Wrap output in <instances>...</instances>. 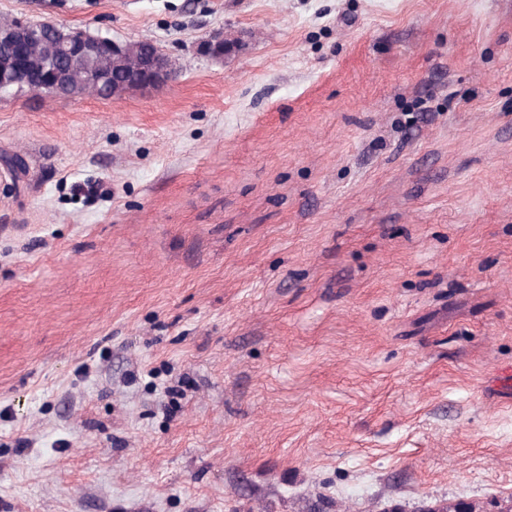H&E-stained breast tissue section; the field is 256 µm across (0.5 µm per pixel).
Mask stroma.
<instances>
[{"label":"stroma","instance_id":"35a3bbf8","mask_svg":"<svg viewBox=\"0 0 512 512\" xmlns=\"http://www.w3.org/2000/svg\"><path fill=\"white\" fill-rule=\"evenodd\" d=\"M0 16L177 67L0 94V512L512 505V0ZM170 76L171 70L167 66L165 57L153 48L144 58L134 85L144 91L168 82Z\"/></svg>","mask_w":512,"mask_h":512}]
</instances>
